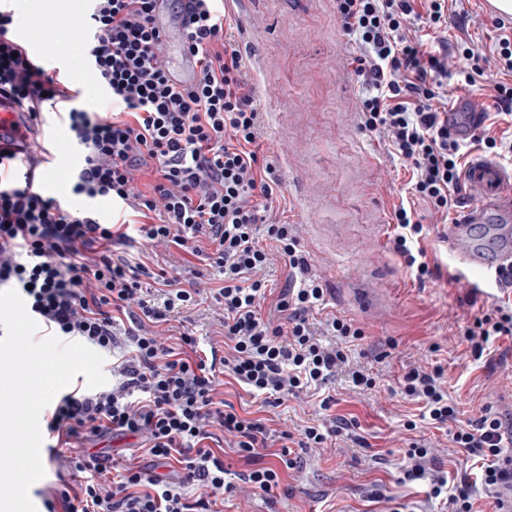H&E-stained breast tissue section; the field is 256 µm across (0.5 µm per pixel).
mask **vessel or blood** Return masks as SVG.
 Listing matches in <instances>:
<instances>
[{"instance_id": "vessel-or-blood-1", "label": "vessel or blood", "mask_w": 512, "mask_h": 512, "mask_svg": "<svg viewBox=\"0 0 512 512\" xmlns=\"http://www.w3.org/2000/svg\"><path fill=\"white\" fill-rule=\"evenodd\" d=\"M168 0H156L154 25L165 45H182L185 32L182 19L167 7ZM69 40L54 44L48 55L50 70H67L70 63L84 53L87 26L77 20L72 24ZM168 75L173 83L192 82L195 61L186 53L170 58ZM481 115L477 112L449 113L451 132L468 136L479 128ZM27 115L15 111L8 102L0 100V145L25 131ZM50 165L45 178L61 184L75 166L77 157L70 142L56 137L49 152ZM466 202L448 226V252L458 272V286L464 291L493 284L503 286L505 276L512 272V178L494 163L476 159L469 163L462 184Z\"/></svg>"}]
</instances>
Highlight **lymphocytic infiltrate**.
I'll return each instance as SVG.
<instances>
[{"label": "lymphocytic infiltrate", "instance_id": "1", "mask_svg": "<svg viewBox=\"0 0 512 512\" xmlns=\"http://www.w3.org/2000/svg\"><path fill=\"white\" fill-rule=\"evenodd\" d=\"M415 2L336 0V15L359 48L352 71L371 87L360 101L361 130L387 138L391 155L413 171L414 195L446 214L461 184L463 141L450 134L447 113L436 107L448 74L444 63L425 50L422 38L408 34ZM153 9L154 0H87L84 59L95 85L116 106L97 116L76 108L62 76L32 58L14 35L8 0H0V97L35 121L60 111L80 154L72 193L112 200L122 216L105 224L92 210L68 209L20 185L15 162L23 146L0 147V286L17 290L47 334L117 356L112 385L73 389L53 405L46 423L52 454L81 479L77 491L65 487L48 496L46 512H57L60 502L66 512H215L216 498L235 490L225 480L223 453L212 446L219 431L232 438L244 466L241 480L256 494H272L283 469L294 466L283 442L318 446L349 425L335 416L297 437L273 434L263 420L241 416L224 401V376L265 406L319 387L342 368L354 387L375 385L370 373L349 365V347L361 340L362 329L336 315L320 328L310 320L325 304L324 288L309 275L297 238L271 214L270 168L256 147V90L227 37L233 17L224 0H183L185 46L198 66L194 82L183 87L168 78ZM146 170L156 180L144 192L135 180ZM394 219V251L417 279L431 276L413 208L395 207ZM261 230L290 269L277 303L287 315L282 323L261 311L270 253L259 244ZM134 238L142 247L132 252ZM158 247L177 248L220 274L213 298L224 308V355L201 350L189 333L176 347L159 342L155 324L196 304L202 273L193 270L185 283L166 263H148V249ZM127 320L133 326L126 330ZM322 328L337 345L322 344ZM503 338L512 339L511 301L474 316L462 333L476 360ZM442 378V368L413 367L401 388L421 403L423 418L454 424L451 440L479 464L480 478L452 484L429 472L428 450L417 442L406 452L404 478L429 480L431 494L445 496L451 512H474V485L512 484V457L504 453L500 417L487 409L460 420ZM114 436L139 438L145 455L169 474L140 466L110 473L91 448ZM269 455L275 463H266ZM190 485L202 487V494L188 496Z\"/></svg>", "mask_w": 512, "mask_h": 512}]
</instances>
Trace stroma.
I'll return each instance as SVG.
<instances>
[{
  "mask_svg": "<svg viewBox=\"0 0 512 512\" xmlns=\"http://www.w3.org/2000/svg\"><path fill=\"white\" fill-rule=\"evenodd\" d=\"M43 2L14 0L13 8L16 25L40 19L42 36L34 44L46 50L68 35L63 19L80 0H62L49 15ZM226 8L237 21L233 40L256 87L259 151L279 183L274 209L297 237L311 275L322 282L326 313L363 330L350 357L373 374L376 385L356 389L340 371L321 389L267 408L268 426L279 432L297 435L336 415L348 420L351 435L321 448L292 449L296 466L270 497L239 482L243 465L225 449L227 480L236 489L225 495L224 512H449L442 499L428 497L426 483L404 481L405 452L412 442L424 443L432 450L430 470L458 476L465 473L464 455L448 429L422 422L406 430L420 406L401 394L398 380L414 366H442L448 395L466 417L488 406L503 420L512 419V341L496 342L478 361L458 344L467 320L512 297V288H457L448 269V222L422 202L415 208L434 276L418 281L394 252L393 209L411 198L412 173L390 156L384 140L359 129L364 89L348 67L355 45L340 29L336 0H227ZM495 20L485 0H450L447 26L431 32L432 51L448 60L447 111L464 112L472 104L494 111L489 88L505 78L493 57L500 34ZM460 42L490 57L472 86L457 82L464 60L452 50ZM367 281L389 297L381 315L357 298V288ZM223 318L222 306L207 298L156 331L168 345L190 331L201 347L220 348ZM328 397L333 404L325 411L321 402Z\"/></svg>",
  "mask_w": 512,
  "mask_h": 512,
  "instance_id": "35a3bbf8",
  "label": "stroma"
}]
</instances>
